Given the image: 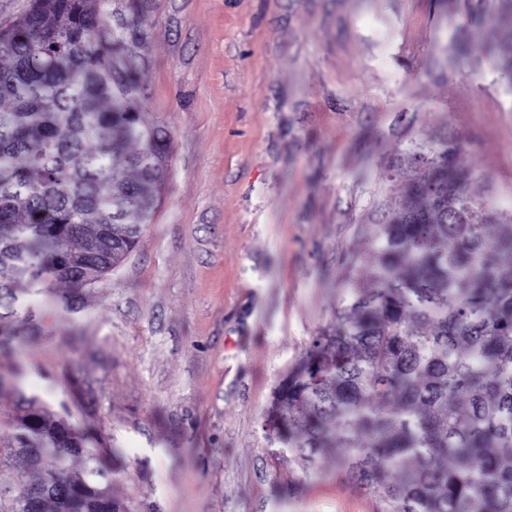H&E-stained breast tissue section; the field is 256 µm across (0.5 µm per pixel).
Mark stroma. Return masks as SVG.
<instances>
[{
    "label": "stroma",
    "instance_id": "1",
    "mask_svg": "<svg viewBox=\"0 0 512 512\" xmlns=\"http://www.w3.org/2000/svg\"><path fill=\"white\" fill-rule=\"evenodd\" d=\"M492 0H157L131 43L172 141L151 224L94 287L20 283L0 320L15 391L117 449L138 512H373L324 459L275 457L278 381L332 333L371 229L448 142L512 221V83L480 47ZM360 263H353V256Z\"/></svg>",
    "mask_w": 512,
    "mask_h": 512
}]
</instances>
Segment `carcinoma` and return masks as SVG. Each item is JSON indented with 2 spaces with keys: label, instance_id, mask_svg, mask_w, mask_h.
I'll list each match as a JSON object with an SVG mask.
<instances>
[{
  "label": "carcinoma",
  "instance_id": "carcinoma-1",
  "mask_svg": "<svg viewBox=\"0 0 512 512\" xmlns=\"http://www.w3.org/2000/svg\"><path fill=\"white\" fill-rule=\"evenodd\" d=\"M133 26L101 28L106 0H30L0 29V307L22 281L100 280L151 223L170 136L138 107ZM512 80V0L489 13ZM446 143L421 157L418 200L374 225L371 283L345 282L339 327L274 388L268 440L309 471L331 454L374 512H512V224L476 202ZM0 512H65L70 479L112 496L114 450L35 397L0 419ZM38 473L14 485L1 466ZM72 458L84 462L77 473Z\"/></svg>",
  "mask_w": 512,
  "mask_h": 512
}]
</instances>
